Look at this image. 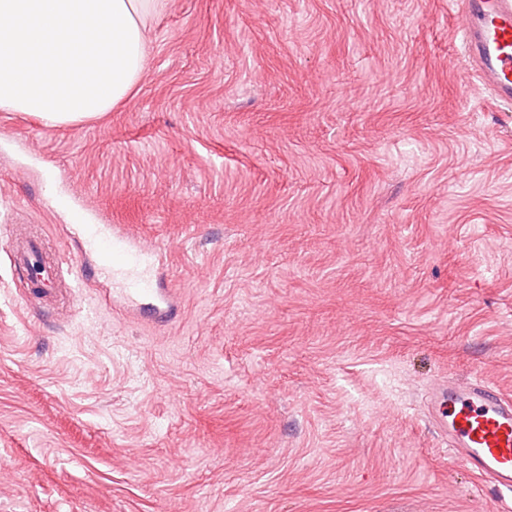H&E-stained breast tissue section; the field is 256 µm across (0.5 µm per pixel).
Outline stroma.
<instances>
[{
    "label": "stroma",
    "mask_w": 512,
    "mask_h": 512,
    "mask_svg": "<svg viewBox=\"0 0 512 512\" xmlns=\"http://www.w3.org/2000/svg\"><path fill=\"white\" fill-rule=\"evenodd\" d=\"M456 0H165L122 107L0 112V512H504L424 413L512 394V111ZM162 247L165 323L33 299L71 207ZM44 245L40 238H31L14 252L15 266L27 271L30 275L31 263L37 253L43 254ZM44 255V254H43Z\"/></svg>",
    "instance_id": "1"
}]
</instances>
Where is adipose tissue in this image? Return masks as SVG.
Wrapping results in <instances>:
<instances>
[{
	"instance_id": "ef3b65f1",
	"label": "adipose tissue",
	"mask_w": 512,
	"mask_h": 512,
	"mask_svg": "<svg viewBox=\"0 0 512 512\" xmlns=\"http://www.w3.org/2000/svg\"><path fill=\"white\" fill-rule=\"evenodd\" d=\"M161 0H0V112L79 125L145 75Z\"/></svg>"
}]
</instances>
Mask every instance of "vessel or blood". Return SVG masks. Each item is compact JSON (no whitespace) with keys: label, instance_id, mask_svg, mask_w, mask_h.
Returning <instances> with one entry per match:
<instances>
[{"label":"vessel or blood","instance_id":"vessel-or-blood-1","mask_svg":"<svg viewBox=\"0 0 512 512\" xmlns=\"http://www.w3.org/2000/svg\"><path fill=\"white\" fill-rule=\"evenodd\" d=\"M466 71L499 106L512 107V0H459L457 12ZM79 231L93 266L79 277H106L119 284L149 319L169 321L174 308L168 292L155 287L145 242L109 224L85 223ZM434 428L448 442L452 456L477 478L512 493V398L475 378L433 385L428 399Z\"/></svg>","mask_w":512,"mask_h":512}]
</instances>
